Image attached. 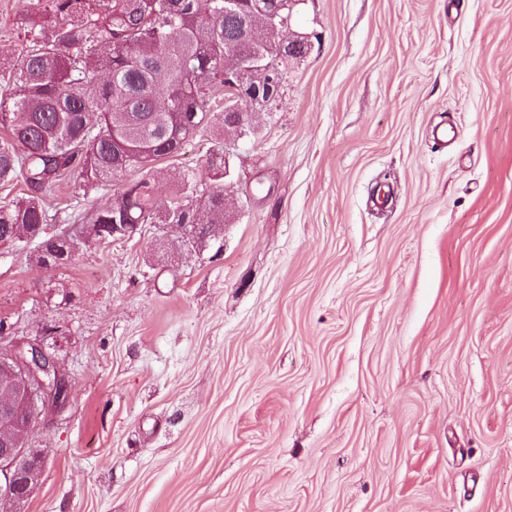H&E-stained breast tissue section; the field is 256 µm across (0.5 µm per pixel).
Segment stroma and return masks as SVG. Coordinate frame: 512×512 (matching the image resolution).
Instances as JSON below:
<instances>
[{"instance_id":"35a3bbf8","label":"stroma","mask_w":512,"mask_h":512,"mask_svg":"<svg viewBox=\"0 0 512 512\" xmlns=\"http://www.w3.org/2000/svg\"><path fill=\"white\" fill-rule=\"evenodd\" d=\"M47 2L0 0V53ZM291 28L222 249H0V335L68 380L0 512H512V0H301ZM211 139L159 161L160 200ZM112 197L62 179L48 234Z\"/></svg>"}]
</instances>
